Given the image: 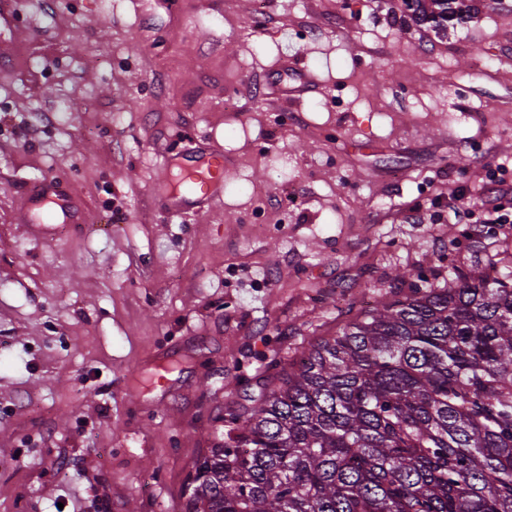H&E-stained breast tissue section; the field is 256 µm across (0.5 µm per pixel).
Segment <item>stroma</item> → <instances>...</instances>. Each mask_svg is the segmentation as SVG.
Masks as SVG:
<instances>
[{
    "label": "stroma",
    "instance_id": "obj_1",
    "mask_svg": "<svg viewBox=\"0 0 512 512\" xmlns=\"http://www.w3.org/2000/svg\"><path fill=\"white\" fill-rule=\"evenodd\" d=\"M18 2L0 34V512H185L218 417L270 362L419 276L512 256V223L448 221L453 191L512 182V0H468L444 34L401 0ZM198 144L224 151L222 200L161 210L165 156ZM50 176L90 222L45 241L16 190Z\"/></svg>",
    "mask_w": 512,
    "mask_h": 512
}]
</instances>
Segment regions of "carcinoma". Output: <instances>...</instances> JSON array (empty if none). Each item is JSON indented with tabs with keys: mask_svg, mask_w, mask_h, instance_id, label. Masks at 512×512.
I'll list each match as a JSON object with an SVG mask.
<instances>
[{
	"mask_svg": "<svg viewBox=\"0 0 512 512\" xmlns=\"http://www.w3.org/2000/svg\"><path fill=\"white\" fill-rule=\"evenodd\" d=\"M448 30L463 0H402ZM418 277L219 418L186 512H512V271Z\"/></svg>",
	"mask_w": 512,
	"mask_h": 512,
	"instance_id": "carcinoma-1",
	"label": "carcinoma"
}]
</instances>
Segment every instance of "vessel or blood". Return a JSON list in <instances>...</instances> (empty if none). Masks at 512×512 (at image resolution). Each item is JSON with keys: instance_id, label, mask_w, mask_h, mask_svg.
Here are the masks:
<instances>
[{"instance_id": "1", "label": "vessel or blood", "mask_w": 512, "mask_h": 512, "mask_svg": "<svg viewBox=\"0 0 512 512\" xmlns=\"http://www.w3.org/2000/svg\"><path fill=\"white\" fill-rule=\"evenodd\" d=\"M202 162L190 165L184 172L185 189L163 197L171 210L199 213L211 207L224 193L228 170L224 155L216 147H207ZM20 212L27 223L39 228L60 224H84L87 212L72 188L63 178L46 177L25 181L19 192Z\"/></svg>"}]
</instances>
